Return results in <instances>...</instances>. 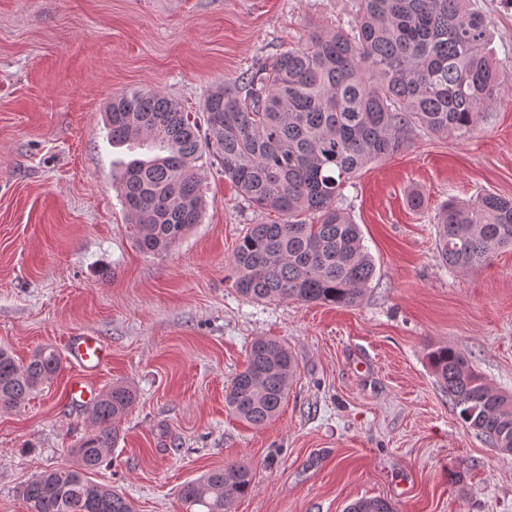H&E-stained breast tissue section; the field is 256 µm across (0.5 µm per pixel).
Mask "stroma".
Returning a JSON list of instances; mask_svg holds the SVG:
<instances>
[{
	"label": "stroma",
	"mask_w": 512,
	"mask_h": 512,
	"mask_svg": "<svg viewBox=\"0 0 512 512\" xmlns=\"http://www.w3.org/2000/svg\"><path fill=\"white\" fill-rule=\"evenodd\" d=\"M358 0H0V347L18 359L88 333L110 352L91 374L137 394L95 482L136 512H190L181 486L225 462L252 463L234 512H345L363 497L397 512H512V456L466 427L428 363L452 344L512 396V249L448 270L435 216L448 198H512V88L462 137L418 130L364 168L342 206L376 275L359 304L254 303L231 259L251 224L278 221L241 197L218 163L200 174L208 206L167 253L140 252L115 189L120 160L104 115L113 95L158 90L195 112L212 88L316 31ZM486 46L512 74V0H472ZM422 206H412L414 197ZM259 337L298 370L280 413L252 427L225 392ZM71 363L19 407L0 409V512L19 488L70 464L89 430L68 398Z\"/></svg>",
	"instance_id": "stroma-1"
}]
</instances>
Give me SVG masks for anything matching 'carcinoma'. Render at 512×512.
I'll return each instance as SVG.
<instances>
[{"label": "carcinoma", "instance_id": "obj_1", "mask_svg": "<svg viewBox=\"0 0 512 512\" xmlns=\"http://www.w3.org/2000/svg\"><path fill=\"white\" fill-rule=\"evenodd\" d=\"M488 36L489 20L471 0H359L348 27L315 32L210 91L201 123L161 92L114 96L105 117L111 143L157 151L129 161L120 176L136 247L166 253L200 223L198 162L206 153L242 197L282 216L278 224H251L240 237L232 258L239 294L255 302L356 305L376 268L359 225L337 205L343 188L365 166L398 152L417 128L447 136L476 127L512 83L484 53ZM436 246L456 270L512 248V200L491 193L448 200L436 217ZM428 361L459 418L512 455V398L495 391L450 344L433 348ZM61 366L52 347L24 363L0 348V408L42 389ZM296 370L280 341L258 338L225 404L246 423L263 426L277 416ZM135 400L131 388L114 384L87 407L92 429L68 449L73 464L21 486L27 512H133L124 494L87 474L112 458L118 422ZM253 488L251 466L230 461L185 483L180 495L202 512H232ZM346 512L394 507L381 497L361 498Z\"/></svg>", "mask_w": 512, "mask_h": 512}]
</instances>
